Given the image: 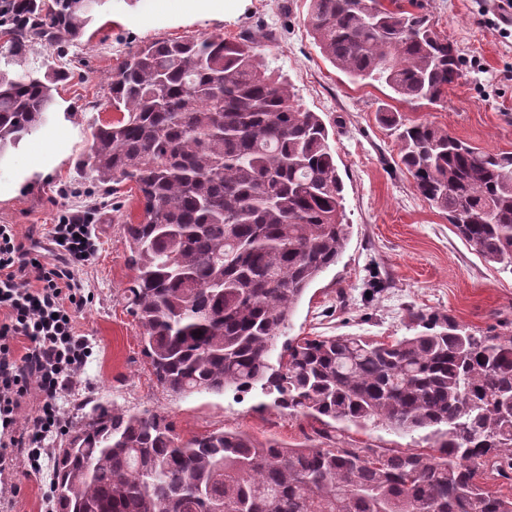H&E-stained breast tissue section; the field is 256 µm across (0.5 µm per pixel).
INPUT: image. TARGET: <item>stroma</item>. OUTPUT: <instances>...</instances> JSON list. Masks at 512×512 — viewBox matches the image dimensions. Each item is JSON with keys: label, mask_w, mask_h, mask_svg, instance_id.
<instances>
[{"label": "stroma", "mask_w": 512, "mask_h": 512, "mask_svg": "<svg viewBox=\"0 0 512 512\" xmlns=\"http://www.w3.org/2000/svg\"><path fill=\"white\" fill-rule=\"evenodd\" d=\"M422 2L462 60L458 79L434 105L402 99L375 79H349L332 66L305 24L309 0H249L229 18L185 9L177 0H108L68 51L72 76L59 84L47 124L0 160V224L19 235L40 233L67 212L96 213L98 252L78 273L92 299L77 319L93 353L61 401L69 426L88 420L95 407L115 405L164 413L184 442L225 429L288 448L413 447L411 438L381 427L321 435L319 422L275 406L257 387L182 396L158 384L125 300L134 272L124 224L137 220L140 208L123 190L101 196L77 163L91 123L112 113L104 103L109 76L138 45L253 38L267 47L268 66L285 75L298 103L325 121L350 226L341 258L306 290L286 338L410 336L421 316H450L477 329L512 323V272L472 253L447 215L420 196L387 124L391 117L430 123L472 146L512 151V33L496 19L498 0ZM51 477L48 468L19 474L21 490L8 512H55Z\"/></svg>", "instance_id": "stroma-1"}]
</instances>
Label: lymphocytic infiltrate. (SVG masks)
Wrapping results in <instances>:
<instances>
[{"instance_id":"lymphocytic-infiltrate-1","label":"lymphocytic infiltrate","mask_w":512,"mask_h":512,"mask_svg":"<svg viewBox=\"0 0 512 512\" xmlns=\"http://www.w3.org/2000/svg\"><path fill=\"white\" fill-rule=\"evenodd\" d=\"M97 251L91 215L63 214L44 238L23 242L14 227L0 225V458H22L27 469L42 470L48 442L66 422L61 396L92 354L75 331L90 297L76 277ZM29 346L17 354L15 342ZM37 394L36 415L17 427V413Z\"/></svg>"}]
</instances>
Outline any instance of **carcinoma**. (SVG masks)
<instances>
[{"instance_id":"cac0c4a2","label":"carcinoma","mask_w":512,"mask_h":512,"mask_svg":"<svg viewBox=\"0 0 512 512\" xmlns=\"http://www.w3.org/2000/svg\"><path fill=\"white\" fill-rule=\"evenodd\" d=\"M107 0H0V158L54 111L69 72L12 71L30 47L79 41ZM310 0L321 54L354 80L439 102L459 76L423 4ZM119 117L90 125L78 170L105 196L139 192L125 225L126 299L157 381L177 394L257 385L335 424L382 426L425 450L287 448L237 430L178 442L167 417L101 407L55 456L56 512H512L480 485L512 481V334L446 319L391 342L296 337L272 358L309 286L348 241L323 118L263 49L220 35L155 40L108 81ZM419 194L487 264L512 272V152L394 122Z\"/></svg>"}]
</instances>
